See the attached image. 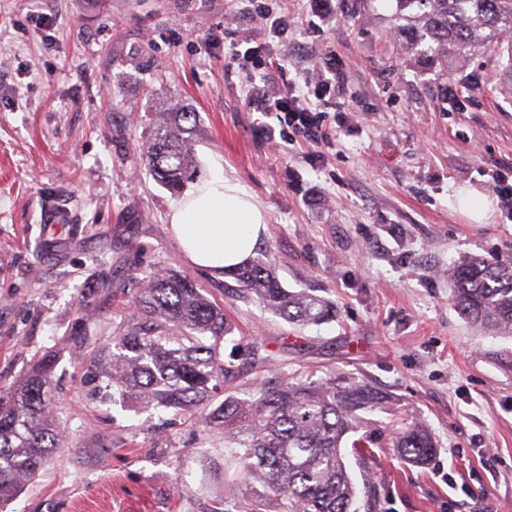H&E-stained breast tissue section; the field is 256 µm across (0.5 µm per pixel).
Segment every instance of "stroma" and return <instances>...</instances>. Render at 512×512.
I'll return each instance as SVG.
<instances>
[{"instance_id": "35a3bbf8", "label": "stroma", "mask_w": 512, "mask_h": 512, "mask_svg": "<svg viewBox=\"0 0 512 512\" xmlns=\"http://www.w3.org/2000/svg\"><path fill=\"white\" fill-rule=\"evenodd\" d=\"M392 0H0V390L43 356L67 445L5 512H211L224 442L173 412L113 397L88 369L143 281L188 275L223 305L241 347L289 377L347 373L386 398L367 453L346 448L357 512H512V337L477 332L451 299L460 258L512 259V222L482 223L461 195L512 162V77L480 59L442 71L406 54ZM50 23H41V16ZM288 17L287 32L271 20ZM257 48L246 56L247 48ZM343 79L322 158L275 148L252 84ZM197 115L195 165L265 210L284 288L330 300L299 328L194 267L168 224L176 195L149 173L152 107ZM425 423L423 465L392 442Z\"/></svg>"}]
</instances>
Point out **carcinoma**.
<instances>
[{
    "mask_svg": "<svg viewBox=\"0 0 512 512\" xmlns=\"http://www.w3.org/2000/svg\"><path fill=\"white\" fill-rule=\"evenodd\" d=\"M391 29L408 53L430 64L448 55L507 60L512 76V0H393ZM196 114L168 98L155 109L145 157L152 176L178 192L194 163ZM243 298H253L292 324L319 325L336 307L307 292H290L276 266L258 258L234 272ZM454 303L474 327L512 336V260L494 265L465 257L450 269ZM232 326L224 308L177 272L147 280L134 312L117 332L118 352L101 351L110 386L154 408L199 421L223 436L235 454L224 463L254 492L250 512H354L355 484L342 442L361 433L352 447L371 442L370 422L384 396L369 384L331 375L322 382L265 376L248 398L218 391L235 378V351L224 355ZM43 357L6 392H0V504L35 476L64 436L53 413L50 375ZM398 454L425 463L436 444L425 426L413 423L396 437Z\"/></svg>",
    "mask_w": 512,
    "mask_h": 512,
    "instance_id": "1",
    "label": "carcinoma"
}]
</instances>
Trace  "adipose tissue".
Wrapping results in <instances>:
<instances>
[{"label": "adipose tissue", "mask_w": 512, "mask_h": 512, "mask_svg": "<svg viewBox=\"0 0 512 512\" xmlns=\"http://www.w3.org/2000/svg\"><path fill=\"white\" fill-rule=\"evenodd\" d=\"M168 221L187 262L218 275L246 265L267 230L252 194L218 168L171 203Z\"/></svg>", "instance_id": "1"}]
</instances>
